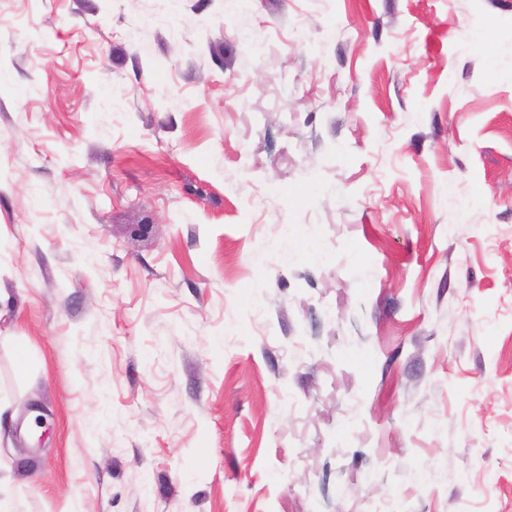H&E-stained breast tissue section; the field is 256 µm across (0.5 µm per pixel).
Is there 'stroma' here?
<instances>
[{"mask_svg":"<svg viewBox=\"0 0 512 512\" xmlns=\"http://www.w3.org/2000/svg\"><path fill=\"white\" fill-rule=\"evenodd\" d=\"M0 494L512 512V0H0Z\"/></svg>","mask_w":512,"mask_h":512,"instance_id":"1","label":"stroma"}]
</instances>
